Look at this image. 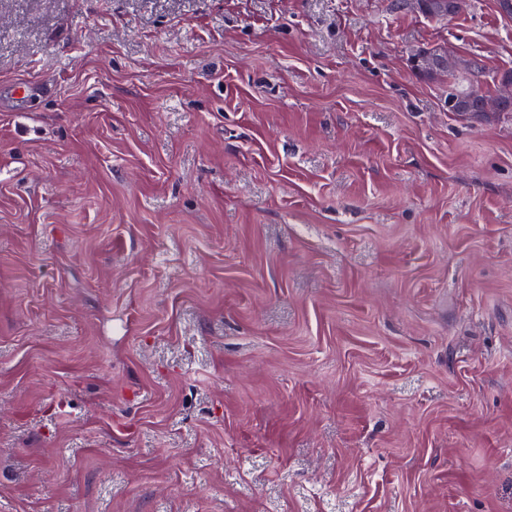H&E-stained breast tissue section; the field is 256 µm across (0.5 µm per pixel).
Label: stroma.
Returning <instances> with one entry per match:
<instances>
[{
	"label": "stroma",
	"mask_w": 512,
	"mask_h": 512,
	"mask_svg": "<svg viewBox=\"0 0 512 512\" xmlns=\"http://www.w3.org/2000/svg\"><path fill=\"white\" fill-rule=\"evenodd\" d=\"M425 47L512 19L0 0V512H512V112ZM420 53H424L430 57H445L447 55L444 51H441L437 48H424L420 51ZM442 66L453 68L451 58L445 57L443 59ZM448 68L447 70H443L441 74L447 76L448 73V82H451L456 87L459 99V101L456 102L457 91L451 84H448V107L453 106L456 102V104L453 106V109L449 111L456 112L458 116L466 117L468 115L466 112L473 111L476 108V100L470 97V87H460L454 72L448 70Z\"/></svg>",
	"instance_id": "obj_1"
}]
</instances>
